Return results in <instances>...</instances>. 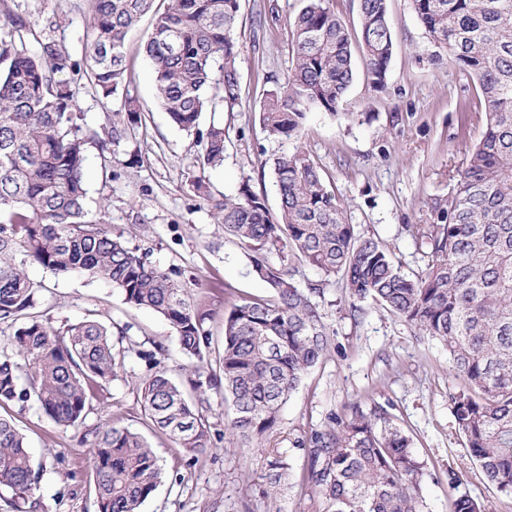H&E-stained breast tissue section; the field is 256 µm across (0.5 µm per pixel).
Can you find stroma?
Returning <instances> with one entry per match:
<instances>
[{
    "instance_id": "obj_1",
    "label": "stroma",
    "mask_w": 512,
    "mask_h": 512,
    "mask_svg": "<svg viewBox=\"0 0 512 512\" xmlns=\"http://www.w3.org/2000/svg\"><path fill=\"white\" fill-rule=\"evenodd\" d=\"M94 0H0V12L33 22L27 47L37 51L44 40L66 46L74 60L90 48ZM302 0H242L235 38L241 99L223 112L229 142L222 166L207 173L214 196L236 193L249 180L265 195L270 210L278 197L270 168L281 143L269 138L253 112L265 89L282 82L292 65L289 24ZM394 52L384 90L373 89L356 72L342 109L349 119L320 111L307 118L303 147L319 167L330 190L342 200L359 233L389 247L406 275L425 269L420 228L436 223V203L445 202L457 169L466 163V147L484 129V104L476 80L451 62L426 33L411 0H388ZM151 28L143 18L127 37L130 96L145 109L146 120L115 149L103 165L99 142L112 130V113L120 99L105 102L90 79L79 75L77 105L80 133L86 139L88 208L106 204V229L152 264L170 272L185 288L205 298L211 317L210 360L223 352L227 289L238 297L266 295L252 273L247 249L225 237L206 201L192 189L193 138L173 126L157 105L144 44ZM300 286L325 285L322 310L335 331L334 344L292 393L277 428L255 448H245L225 434L230 409L220 394L210 393L207 417L215 448L198 458L172 440L149 433L142 414L140 383L148 375L145 361L129 356L102 401L93 403L78 427L61 431L36 407H15L36 462L46 469L36 492L35 512H98L87 474L88 450L104 424L146 434L160 458L164 475L141 512H320L319 500L302 487L307 457L302 448L330 417L363 397L390 406L414 442L428 478L427 512H450L452 493L447 469L465 474L460 492L482 501L485 512H512L470 459L455 430L449 395L457 381L448 368V351L437 342L417 339L412 328L373 302L361 316L337 279L323 281L317 270L293 265ZM30 277L43 287L41 306L56 325L94 316L124 332L142 350L162 344L161 364L181 378L186 359L169 324L147 311L129 307L118 289L82 273L57 274L40 266ZM287 456L292 469L277 497L264 493L261 479L276 455Z\"/></svg>"
}]
</instances>
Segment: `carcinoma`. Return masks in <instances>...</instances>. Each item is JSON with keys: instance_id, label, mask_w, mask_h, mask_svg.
<instances>
[{"instance_id": "obj_1", "label": "carcinoma", "mask_w": 512, "mask_h": 512, "mask_svg": "<svg viewBox=\"0 0 512 512\" xmlns=\"http://www.w3.org/2000/svg\"><path fill=\"white\" fill-rule=\"evenodd\" d=\"M154 4L94 0L86 74L102 99L117 95L129 76L128 33L153 14L144 52L159 106L173 125L196 135L192 187L210 203L224 235L253 252L252 272L271 297L230 303L223 354L213 368L204 298L192 297L89 212L78 87L62 78L79 73L80 63L53 40L29 52L33 25L1 16L0 411L30 402L57 426L75 427L118 377L109 327L85 319L57 328L37 310L39 289L28 268L38 265L103 279L130 307L170 324L181 353L194 361L181 367L191 392L165 367L143 380V414L154 432L197 456L210 453L204 411L215 390L232 407L225 432L245 447L261 443L332 342L324 291L298 287L285 267L291 260L337 278L352 311L375 301L417 335L446 346L450 372L461 381L450 394L456 431L487 482L512 499V0H412L433 42L477 80L485 110L484 131L467 152L447 207L435 208L439 223L421 232L428 262L413 278L378 240L355 231L346 205L301 145L309 112L348 117L339 107L355 61L374 89H384L394 51L387 0H359L355 48L330 0H303L290 26L293 65L283 84L262 93L257 109L268 137L295 142L272 158L275 214L247 179L222 199L211 196L204 179L207 168L224 162L226 137L222 123L200 130L201 115L230 109L241 98L233 38L241 0H167L162 10ZM143 118L138 101L125 96L113 113L112 145ZM122 354L152 367L166 349L129 347ZM306 455L302 483L320 499L322 512H426L425 464L381 405L351 404L311 436ZM88 464L98 512H140L163 478L147 439L116 422L98 432ZM288 470L281 456L270 462L266 495L278 493ZM42 472L25 435L0 414V495H10L17 509L31 502ZM451 512H484V505L459 495Z\"/></svg>"}]
</instances>
